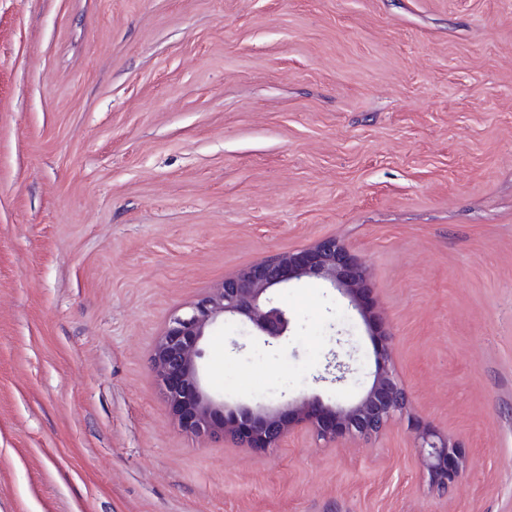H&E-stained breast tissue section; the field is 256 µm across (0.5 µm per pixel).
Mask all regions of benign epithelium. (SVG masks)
I'll use <instances>...</instances> for the list:
<instances>
[{
	"label": "benign epithelium",
	"instance_id": "7a95c632",
	"mask_svg": "<svg viewBox=\"0 0 512 512\" xmlns=\"http://www.w3.org/2000/svg\"><path fill=\"white\" fill-rule=\"evenodd\" d=\"M312 277L330 282L361 315L366 274L349 250L334 239L318 241L299 252L274 254L227 277L183 313H174L151 354V365L164 387L180 425L198 436L221 434L248 448L280 447L290 430L282 413L265 406L230 409L205 390L200 368L205 352L201 341L209 329L228 317L249 323L264 344L272 347L288 335V311L272 291L292 278ZM410 401L388 350H383L369 390L348 408L324 406L316 398L286 402L295 423L319 439L368 437L393 422H407L431 484L446 492L462 470L458 444L448 436L408 416Z\"/></svg>",
	"mask_w": 512,
	"mask_h": 512
}]
</instances>
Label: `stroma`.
Wrapping results in <instances>:
<instances>
[{"label": "stroma", "instance_id": "stroma-1", "mask_svg": "<svg viewBox=\"0 0 512 512\" xmlns=\"http://www.w3.org/2000/svg\"><path fill=\"white\" fill-rule=\"evenodd\" d=\"M326 237L365 313L290 281L205 387L347 407L390 331L448 492L405 424L261 451L156 379L175 309ZM0 512H512V0H0Z\"/></svg>", "mask_w": 512, "mask_h": 512}]
</instances>
